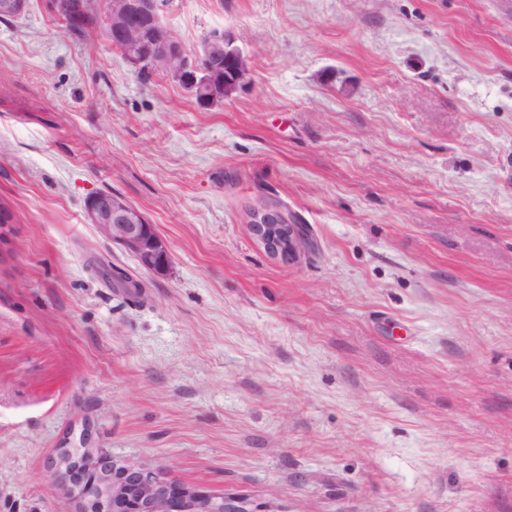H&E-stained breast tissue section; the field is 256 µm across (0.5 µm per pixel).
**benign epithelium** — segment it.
<instances>
[{
	"instance_id": "7a95c632",
	"label": "benign epithelium",
	"mask_w": 512,
	"mask_h": 512,
	"mask_svg": "<svg viewBox=\"0 0 512 512\" xmlns=\"http://www.w3.org/2000/svg\"><path fill=\"white\" fill-rule=\"evenodd\" d=\"M28 5L29 0H0V14L19 16ZM99 6L113 46L136 72L168 75L204 105L231 96L243 83L247 62L231 31H208L190 54L163 23L165 0H101ZM85 217L105 239L132 254L143 270H167L166 243L146 215L122 197L91 196ZM244 223L274 257L294 260L307 249L300 225L281 205L252 208ZM87 440L83 434L78 442L57 448L47 463L49 481L73 500V512H258L244 493L172 479L160 466L116 458Z\"/></svg>"
}]
</instances>
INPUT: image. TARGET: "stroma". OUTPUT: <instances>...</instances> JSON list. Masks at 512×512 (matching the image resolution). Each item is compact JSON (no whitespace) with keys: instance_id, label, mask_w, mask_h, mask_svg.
<instances>
[{"instance_id":"obj_1","label":"stroma","mask_w":512,"mask_h":512,"mask_svg":"<svg viewBox=\"0 0 512 512\" xmlns=\"http://www.w3.org/2000/svg\"><path fill=\"white\" fill-rule=\"evenodd\" d=\"M249 74L199 105L46 0L0 22V512L114 457L261 512H512V0H169ZM101 191L169 246L142 270ZM284 205L286 263L244 224ZM140 290L117 285V276ZM85 217L95 224L101 235L132 254L139 266L150 273H164L170 254L164 240L146 215L122 197L113 194L91 196L85 206Z\"/></svg>"}]
</instances>
